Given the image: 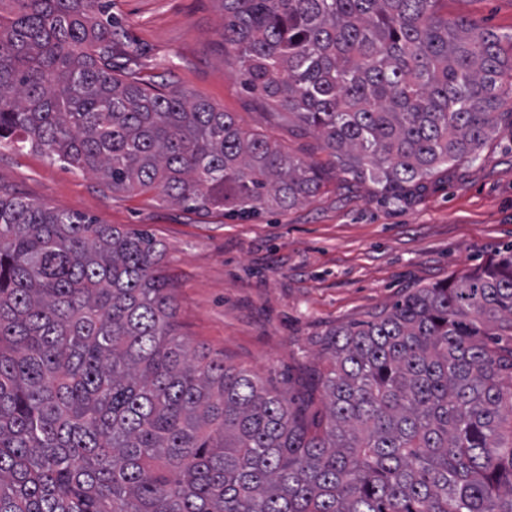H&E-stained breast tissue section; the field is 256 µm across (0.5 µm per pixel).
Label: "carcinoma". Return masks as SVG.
Here are the masks:
<instances>
[{
	"label": "carcinoma",
	"mask_w": 512,
	"mask_h": 512,
	"mask_svg": "<svg viewBox=\"0 0 512 512\" xmlns=\"http://www.w3.org/2000/svg\"><path fill=\"white\" fill-rule=\"evenodd\" d=\"M0 10V141L250 219L317 168L139 76L108 0ZM247 85L387 189L512 123V33L442 0H221ZM146 232L0 186V512H512V245L330 330L328 426L176 332Z\"/></svg>",
	"instance_id": "carcinoma-1"
}]
</instances>
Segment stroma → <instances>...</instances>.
Wrapping results in <instances>:
<instances>
[{
	"mask_svg": "<svg viewBox=\"0 0 512 512\" xmlns=\"http://www.w3.org/2000/svg\"><path fill=\"white\" fill-rule=\"evenodd\" d=\"M143 78L233 113L244 129L293 159L326 167L320 192L248 220L197 214L156 193H112L93 174L44 151L0 144V185L59 211L154 236L177 305L180 336L256 372L326 424L316 374L331 329L368 319L401 296L469 272L512 243V123L475 163H458L389 200L373 184L329 171L316 132L251 90L224 50L220 0H112ZM466 16L512 32V0H448Z\"/></svg>",
	"mask_w": 512,
	"mask_h": 512,
	"instance_id": "obj_1",
	"label": "stroma"
}]
</instances>
